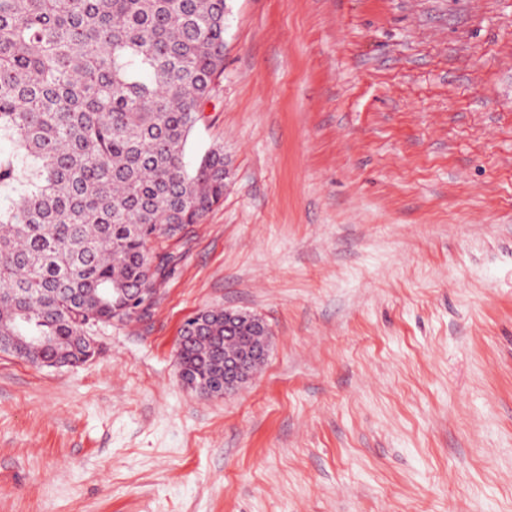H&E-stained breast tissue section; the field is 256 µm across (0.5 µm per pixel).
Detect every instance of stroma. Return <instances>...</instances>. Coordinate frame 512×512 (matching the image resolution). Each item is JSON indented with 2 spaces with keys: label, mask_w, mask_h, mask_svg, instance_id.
<instances>
[{
  "label": "stroma",
  "mask_w": 512,
  "mask_h": 512,
  "mask_svg": "<svg viewBox=\"0 0 512 512\" xmlns=\"http://www.w3.org/2000/svg\"><path fill=\"white\" fill-rule=\"evenodd\" d=\"M216 145L148 314L0 354V512H512V0H226ZM210 307L272 333L224 398L178 376Z\"/></svg>",
  "instance_id": "stroma-1"
}]
</instances>
